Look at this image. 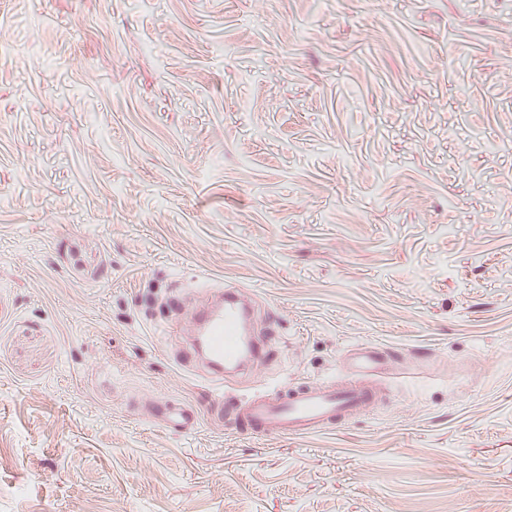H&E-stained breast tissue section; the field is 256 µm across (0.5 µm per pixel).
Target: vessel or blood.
Wrapping results in <instances>:
<instances>
[{
  "label": "vessel or blood",
  "instance_id": "b4317fda",
  "mask_svg": "<svg viewBox=\"0 0 512 512\" xmlns=\"http://www.w3.org/2000/svg\"><path fill=\"white\" fill-rule=\"evenodd\" d=\"M253 308L236 293L216 294L206 307L182 308L176 324L186 343L212 375L264 356L259 342L243 344L252 322ZM342 368L347 377L342 385L283 387L268 394L245 398L233 407L234 419L269 436L309 434L335 426L356 415L378 396L383 357L368 346L346 354Z\"/></svg>",
  "mask_w": 512,
  "mask_h": 512
}]
</instances>
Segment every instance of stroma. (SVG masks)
Returning a JSON list of instances; mask_svg holds the SVG:
<instances>
[{
  "label": "stroma",
  "instance_id": "1",
  "mask_svg": "<svg viewBox=\"0 0 512 512\" xmlns=\"http://www.w3.org/2000/svg\"><path fill=\"white\" fill-rule=\"evenodd\" d=\"M230 286L386 402L179 429ZM0 512H512V0H0Z\"/></svg>",
  "mask_w": 512,
  "mask_h": 512
}]
</instances>
